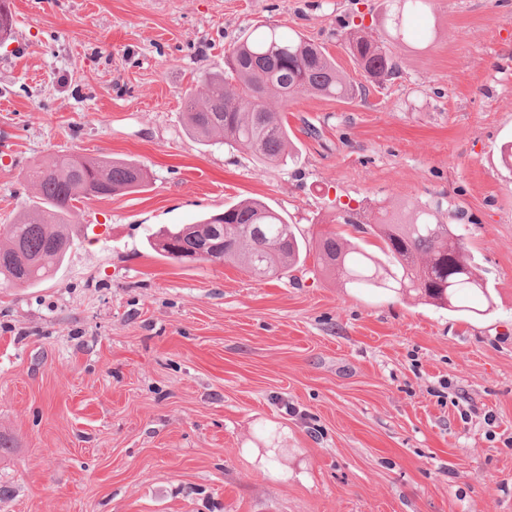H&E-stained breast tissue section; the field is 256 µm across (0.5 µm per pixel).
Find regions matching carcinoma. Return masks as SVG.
<instances>
[{
	"label": "carcinoma",
	"mask_w": 512,
	"mask_h": 512,
	"mask_svg": "<svg viewBox=\"0 0 512 512\" xmlns=\"http://www.w3.org/2000/svg\"><path fill=\"white\" fill-rule=\"evenodd\" d=\"M10 4L0 0V42L14 35ZM426 6L427 0H393V38L405 36L406 15L419 14ZM343 41L373 82L380 85L400 74L385 41L362 30L345 33ZM201 84L203 96L187 97L188 132L204 140L220 134L224 144L243 147L263 163L291 158L288 121L281 113L296 97L345 99L361 92L323 47L273 26L257 29L228 48L225 71L203 73ZM28 179L37 201L16 222L0 224V280L34 286L50 279L71 250L66 227L75 202L135 192L148 174L134 161L62 154L32 167ZM366 232L379 240L383 258L335 231L317 243L319 265L341 287L415 294L438 307L478 315L481 310L470 306L469 299L482 296L491 302L487 282L456 227L439 221L430 207H418L405 222L383 209ZM147 242L165 258L191 262L206 261L199 251L207 243L215 252L213 262L238 264L256 277L294 269L307 251L294 225L257 200L231 204L197 224L164 228Z\"/></svg>",
	"instance_id": "carcinoma-1"
}]
</instances>
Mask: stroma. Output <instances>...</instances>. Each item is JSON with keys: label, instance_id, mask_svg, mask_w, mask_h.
<instances>
[{"label": "stroma", "instance_id": "1", "mask_svg": "<svg viewBox=\"0 0 512 512\" xmlns=\"http://www.w3.org/2000/svg\"><path fill=\"white\" fill-rule=\"evenodd\" d=\"M13 5L0 224L59 153L132 159L149 183L80 200L54 275L0 285V512H512V0H431L397 40L388 0ZM265 24L365 88L291 103L293 159L277 166L182 119L199 76ZM347 29L387 38L399 77L366 80ZM247 198L307 242L336 231L368 248L378 208L438 207L493 306L467 318L344 288L311 254L257 279L147 244Z\"/></svg>", "mask_w": 512, "mask_h": 512}]
</instances>
